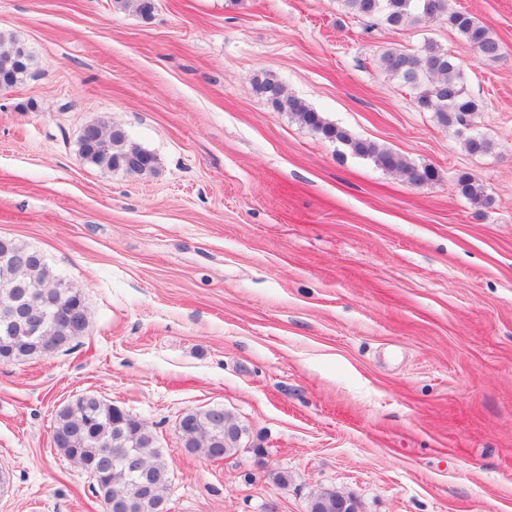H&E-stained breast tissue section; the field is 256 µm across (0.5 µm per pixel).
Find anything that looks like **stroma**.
Here are the masks:
<instances>
[{"label":"stroma","instance_id":"1","mask_svg":"<svg viewBox=\"0 0 512 512\" xmlns=\"http://www.w3.org/2000/svg\"><path fill=\"white\" fill-rule=\"evenodd\" d=\"M155 3L145 20L0 0V33L32 57L0 91V237L42 252L90 314L66 348L0 363V512H103L51 437L84 394L154 433L170 512H308L325 490L361 512H512V0H451L501 41L496 62L336 0ZM427 39L463 61L490 153L379 68ZM263 72L438 181L409 186L275 111ZM95 120L158 172L86 163ZM462 171L492 207L457 194ZM208 408L247 430L220 461L177 430Z\"/></svg>","mask_w":512,"mask_h":512}]
</instances>
